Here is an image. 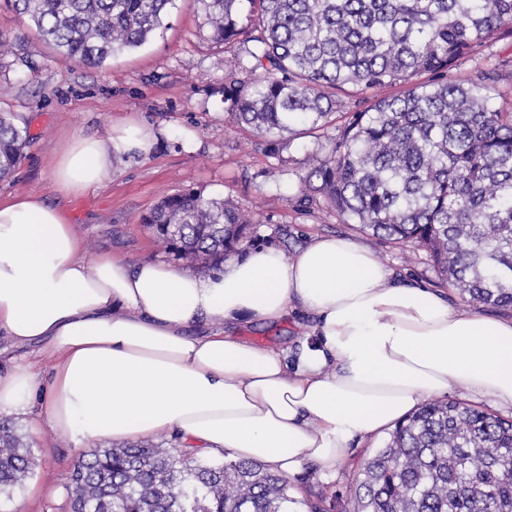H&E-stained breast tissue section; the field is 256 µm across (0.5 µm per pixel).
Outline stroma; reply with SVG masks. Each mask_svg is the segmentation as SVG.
I'll use <instances>...</instances> for the list:
<instances>
[{"label":"stroma","mask_w":512,"mask_h":512,"mask_svg":"<svg viewBox=\"0 0 512 512\" xmlns=\"http://www.w3.org/2000/svg\"><path fill=\"white\" fill-rule=\"evenodd\" d=\"M0 35L10 47L0 55V111L13 113L29 141L15 173L0 181V201L37 195L62 209L84 245L86 263L107 252L135 264L164 254L151 240L142 219L165 196L185 188L210 198L232 199L252 221V247L273 246L292 254L314 236L343 235L367 246L400 283L438 290L458 308H471L434 268L429 254L361 233L327 208L320 197L305 199V159L328 151L337 135L328 127L318 136L291 138L281 156H271L263 138L238 125L226 111L217 88L224 80L225 47L213 41L197 0H178L166 29L141 48L113 56L106 68L61 61L38 41L26 18L0 0ZM497 69L503 109L512 108V28H502L450 70V78H473ZM135 121L162 130L149 157L117 154L112 171L84 195L65 198L50 172L76 133L104 134L111 125ZM312 316L294 312L279 326L255 324L239 338L263 347L294 352ZM39 407L13 414L30 444V478L0 512H70L67 486L76 457L64 435L49 427L32 428ZM386 436L350 448L335 476L310 469L288 480L291 491L317 505L319 512H354L353 487L364 463Z\"/></svg>","instance_id":"stroma-1"}]
</instances>
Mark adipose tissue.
Wrapping results in <instances>:
<instances>
[{"mask_svg": "<svg viewBox=\"0 0 512 512\" xmlns=\"http://www.w3.org/2000/svg\"><path fill=\"white\" fill-rule=\"evenodd\" d=\"M158 136L136 122L75 135L52 173L57 192L82 195L116 154L149 156ZM80 249L59 207L37 195L0 202V332L52 361L45 385L0 374V412L43 404L73 447L175 434L217 460L332 475L354 441L426 398L464 390L512 408V318L399 284L349 237L232 255L207 276L108 253L90 266ZM297 307L317 323L294 353L232 334ZM199 322L205 333L190 334Z\"/></svg>", "mask_w": 512, "mask_h": 512, "instance_id": "1", "label": "adipose tissue"}]
</instances>
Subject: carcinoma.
Returning a JSON list of instances; mask_svg holds the SVG:
<instances>
[{
  "label": "carcinoma",
  "mask_w": 512,
  "mask_h": 512,
  "mask_svg": "<svg viewBox=\"0 0 512 512\" xmlns=\"http://www.w3.org/2000/svg\"><path fill=\"white\" fill-rule=\"evenodd\" d=\"M175 0H6L66 63L101 68L145 44ZM212 39L234 48L225 109L277 156L285 136L331 122L333 92L400 86L343 113L308 187L368 235L425 248L440 275L484 305L512 307V111L499 76L448 69L512 24V0H198ZM28 130L0 112V180ZM165 251L209 274L250 238L227 199L188 190L143 219ZM33 469L31 450L0 421V498ZM72 512H296L286 477L257 461L204 462L150 442L98 444L77 456ZM357 512H512V420L448 400L392 432L357 480Z\"/></svg>",
  "instance_id": "carcinoma-1"
}]
</instances>
